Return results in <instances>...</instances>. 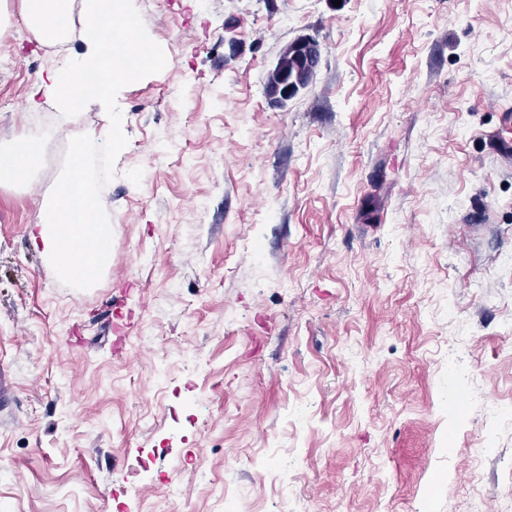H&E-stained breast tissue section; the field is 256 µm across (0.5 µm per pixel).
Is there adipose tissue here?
<instances>
[{
  "instance_id": "obj_1",
  "label": "adipose tissue",
  "mask_w": 512,
  "mask_h": 512,
  "mask_svg": "<svg viewBox=\"0 0 512 512\" xmlns=\"http://www.w3.org/2000/svg\"><path fill=\"white\" fill-rule=\"evenodd\" d=\"M20 15L37 38L47 45H63L82 37L88 52L75 68H58L39 76L26 100L30 111L52 106L74 115L84 103L107 104L121 74L114 67L121 45L138 41L137 56L148 61L153 51L140 43L130 13L112 8L109 0H20ZM96 73L100 88L87 99L74 97L75 77ZM45 140L36 135L12 137L0 147V184L28 185L40 166ZM99 201L84 178L80 155H73L65 175L44 201L38 221L29 228L33 245L55 262L59 272L80 286L97 281L110 266L112 227L101 217Z\"/></svg>"
}]
</instances>
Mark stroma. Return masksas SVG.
<instances>
[{
    "label": "stroma",
    "mask_w": 512,
    "mask_h": 512,
    "mask_svg": "<svg viewBox=\"0 0 512 512\" xmlns=\"http://www.w3.org/2000/svg\"><path fill=\"white\" fill-rule=\"evenodd\" d=\"M124 5L159 63L43 130L108 158L111 266L29 239L64 160L0 186V512H512V0ZM84 51L8 0L0 143ZM318 42L310 37L300 38L285 46L268 75V88L271 94L283 93L294 87L296 92L307 87L313 80L320 60Z\"/></svg>",
    "instance_id": "35a3bbf8"
}]
</instances>
